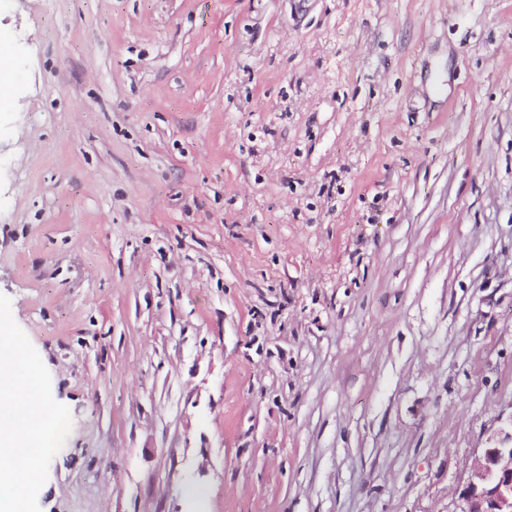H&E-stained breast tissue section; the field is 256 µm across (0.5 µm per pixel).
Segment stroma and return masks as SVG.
<instances>
[{"label": "stroma", "mask_w": 512, "mask_h": 512, "mask_svg": "<svg viewBox=\"0 0 512 512\" xmlns=\"http://www.w3.org/2000/svg\"><path fill=\"white\" fill-rule=\"evenodd\" d=\"M24 512H460L512 431V0H0Z\"/></svg>", "instance_id": "35a3bbf8"}]
</instances>
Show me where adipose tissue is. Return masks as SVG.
I'll return each instance as SVG.
<instances>
[{"label":"adipose tissue","instance_id":"ef3b65f1","mask_svg":"<svg viewBox=\"0 0 512 512\" xmlns=\"http://www.w3.org/2000/svg\"><path fill=\"white\" fill-rule=\"evenodd\" d=\"M48 426L38 368L0 322V512H19L36 485Z\"/></svg>","mask_w":512,"mask_h":512}]
</instances>
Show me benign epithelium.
I'll list each match as a JSON object with an SVG mask.
<instances>
[{"mask_svg": "<svg viewBox=\"0 0 512 512\" xmlns=\"http://www.w3.org/2000/svg\"><path fill=\"white\" fill-rule=\"evenodd\" d=\"M469 470L461 512H512V433L507 443L482 449Z\"/></svg>", "mask_w": 512, "mask_h": 512, "instance_id": "1", "label": "benign epithelium"}]
</instances>
